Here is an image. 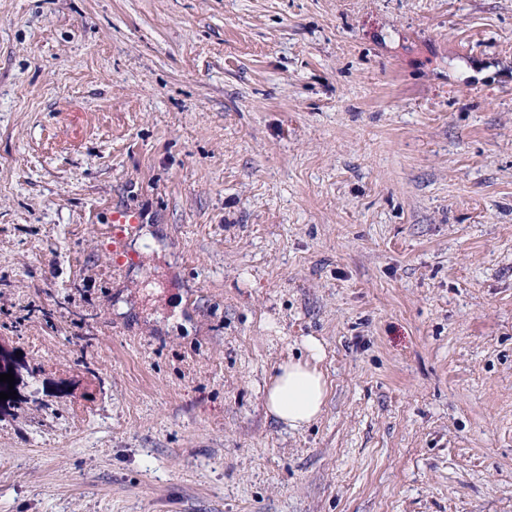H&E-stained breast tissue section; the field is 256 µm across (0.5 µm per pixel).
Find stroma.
I'll return each instance as SVG.
<instances>
[{
	"mask_svg": "<svg viewBox=\"0 0 512 512\" xmlns=\"http://www.w3.org/2000/svg\"><path fill=\"white\" fill-rule=\"evenodd\" d=\"M0 349V512H512V0H0ZM265 394L267 413L291 429H301L315 421L326 400L322 374L307 361L280 365Z\"/></svg>",
	"mask_w": 512,
	"mask_h": 512,
	"instance_id": "35a3bbf8",
	"label": "stroma"
}]
</instances>
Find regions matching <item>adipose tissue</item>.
I'll list each match as a JSON object with an SVG mask.
<instances>
[{
    "instance_id": "adipose-tissue-1",
    "label": "adipose tissue",
    "mask_w": 512,
    "mask_h": 512,
    "mask_svg": "<svg viewBox=\"0 0 512 512\" xmlns=\"http://www.w3.org/2000/svg\"><path fill=\"white\" fill-rule=\"evenodd\" d=\"M304 345L311 359L323 356V347L317 339L306 338ZM310 361L291 360L280 365L265 394L268 414L294 430L315 421L326 400L323 376Z\"/></svg>"
}]
</instances>
